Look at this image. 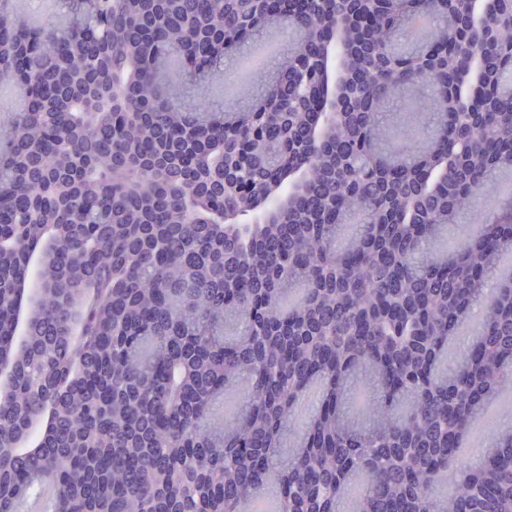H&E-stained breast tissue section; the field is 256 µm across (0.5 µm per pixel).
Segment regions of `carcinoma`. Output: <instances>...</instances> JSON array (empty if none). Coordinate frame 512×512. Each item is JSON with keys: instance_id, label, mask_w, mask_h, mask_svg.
<instances>
[{"instance_id": "carcinoma-1", "label": "carcinoma", "mask_w": 512, "mask_h": 512, "mask_svg": "<svg viewBox=\"0 0 512 512\" xmlns=\"http://www.w3.org/2000/svg\"><path fill=\"white\" fill-rule=\"evenodd\" d=\"M6 2L0 512L47 487L54 512H247L270 487L280 512H512V422L455 457L512 389V277L485 292L512 207L444 242L512 172V29L472 32L465 0H60L64 25ZM262 31L284 61L213 103ZM496 401L491 403L485 410L484 415L479 420L475 421L466 436L465 439L462 440L460 443V447L457 448V455L461 458H467L470 455V449H471V433L474 431H486L490 427L493 426V424L496 421V409H495Z\"/></svg>"}]
</instances>
